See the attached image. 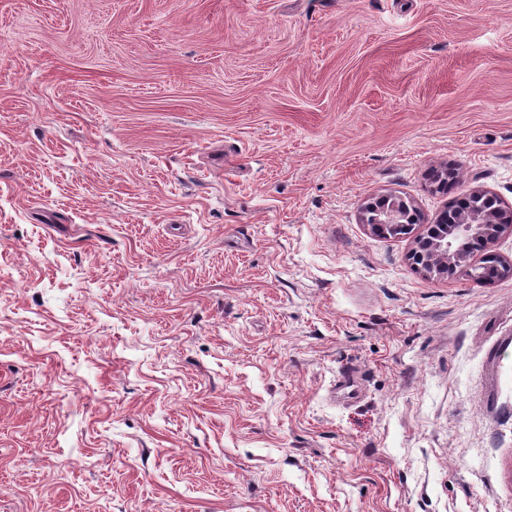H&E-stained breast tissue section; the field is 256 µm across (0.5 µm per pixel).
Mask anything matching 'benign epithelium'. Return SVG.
<instances>
[{
	"instance_id": "1",
	"label": "benign epithelium",
	"mask_w": 512,
	"mask_h": 512,
	"mask_svg": "<svg viewBox=\"0 0 512 512\" xmlns=\"http://www.w3.org/2000/svg\"><path fill=\"white\" fill-rule=\"evenodd\" d=\"M469 196L475 202L461 210L455 219L448 220V211L435 217L424 233L415 237L412 251L416 268L427 276L453 279L460 275L479 280L512 277V260L487 268L472 263L473 251L481 248L490 250L506 232L512 233V224L504 223L502 209L493 194L474 190ZM381 205L367 203L362 208V223L378 236H409L414 225L405 223L408 211L413 205L395 199L388 203L380 197Z\"/></svg>"
}]
</instances>
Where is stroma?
<instances>
[{"label": "stroma", "instance_id": "1", "mask_svg": "<svg viewBox=\"0 0 512 512\" xmlns=\"http://www.w3.org/2000/svg\"><path fill=\"white\" fill-rule=\"evenodd\" d=\"M473 189L512 0H0V512H512V277L361 222ZM390 196H382L376 199L374 202H368L362 208V223L365 224L368 230L375 235L383 237H391V234L395 237L410 236L414 232V226L420 223V216L417 215L415 220L411 224H406L405 219L407 218L408 211L410 209L417 210L412 204L401 200L394 199L391 203L386 202L385 199H389ZM381 200V205L376 206L377 201ZM375 205L374 208L371 206ZM374 211V215H371V211ZM402 230L404 233H397Z\"/></svg>", "mask_w": 512, "mask_h": 512}]
</instances>
